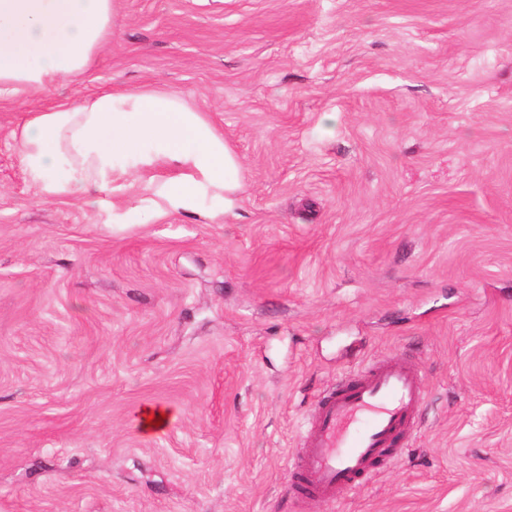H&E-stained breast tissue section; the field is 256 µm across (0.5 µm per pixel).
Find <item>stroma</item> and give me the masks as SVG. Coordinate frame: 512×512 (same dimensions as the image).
I'll list each match as a JSON object with an SVG mask.
<instances>
[{
  "instance_id": "stroma-1",
  "label": "stroma",
  "mask_w": 512,
  "mask_h": 512,
  "mask_svg": "<svg viewBox=\"0 0 512 512\" xmlns=\"http://www.w3.org/2000/svg\"><path fill=\"white\" fill-rule=\"evenodd\" d=\"M104 90L202 112L235 208L154 211L172 164L45 199L14 130ZM381 360L415 438L296 498L317 397ZM0 512H512V0H114L88 70L0 97Z\"/></svg>"
}]
</instances>
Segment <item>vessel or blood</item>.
Here are the masks:
<instances>
[{"label":"vessel or blood","instance_id":"b4317fda","mask_svg":"<svg viewBox=\"0 0 512 512\" xmlns=\"http://www.w3.org/2000/svg\"><path fill=\"white\" fill-rule=\"evenodd\" d=\"M424 396L410 364L383 361L320 394L294 462L307 496L338 501L399 455Z\"/></svg>","mask_w":512,"mask_h":512}]
</instances>
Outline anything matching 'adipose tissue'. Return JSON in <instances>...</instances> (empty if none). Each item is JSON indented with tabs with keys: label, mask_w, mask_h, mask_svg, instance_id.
<instances>
[{
	"label": "adipose tissue",
	"mask_w": 512,
	"mask_h": 512,
	"mask_svg": "<svg viewBox=\"0 0 512 512\" xmlns=\"http://www.w3.org/2000/svg\"><path fill=\"white\" fill-rule=\"evenodd\" d=\"M112 32V0H0V96L37 92L86 71ZM29 179L53 198L118 192L133 172L172 163L157 212L232 209L242 169L224 138L171 93L112 91L31 114L14 133Z\"/></svg>",
	"instance_id": "ef3b65f1"
}]
</instances>
